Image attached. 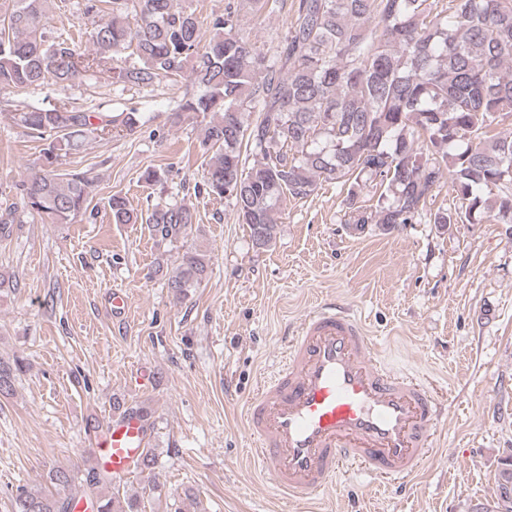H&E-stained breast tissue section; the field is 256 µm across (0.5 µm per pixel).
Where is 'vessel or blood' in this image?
Segmentation results:
<instances>
[{
	"instance_id": "1",
	"label": "vessel or blood",
	"mask_w": 512,
	"mask_h": 512,
	"mask_svg": "<svg viewBox=\"0 0 512 512\" xmlns=\"http://www.w3.org/2000/svg\"><path fill=\"white\" fill-rule=\"evenodd\" d=\"M445 413L427 384L381 362L352 307L325 303L289 336L280 364L247 401L243 425L254 464L293 501L334 485L347 464L374 481L416 475ZM149 436L138 410L113 417L98 442L99 465L127 477Z\"/></svg>"
}]
</instances>
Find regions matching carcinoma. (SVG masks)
I'll use <instances>...</instances> for the list:
<instances>
[{"label":"carcinoma","instance_id":"obj_1","mask_svg":"<svg viewBox=\"0 0 512 512\" xmlns=\"http://www.w3.org/2000/svg\"><path fill=\"white\" fill-rule=\"evenodd\" d=\"M48 0H0V89L65 84L106 70L111 83L151 87L190 81L204 87L180 110L210 116L204 144L214 149L205 169L207 194L234 201L253 245L269 246L288 199H307L323 182L347 187L351 221L391 230L411 224L442 179L465 209L488 221L512 224V135L495 132L512 117V0H297L295 20L269 59L236 32L232 12L201 28L182 0H85L84 15L95 57L81 59L76 45L56 37ZM130 49L142 62L126 66ZM246 112L258 113L253 124ZM32 138L48 141L40 169L15 184L19 202L0 209L6 234L18 208L53 224H70L85 209L91 180L59 169L61 158L92 135L132 133L138 113L116 116L66 107L13 115ZM380 187L378 205L360 204ZM112 223L136 224L126 198L108 203ZM146 222L163 237L193 223L184 206H157ZM209 259L185 252L167 273V287L185 295L207 276ZM22 365L0 360V396L13 391ZM56 494L21 490L12 512H70L75 476L49 472ZM112 481L91 467L83 483L94 512H138L136 502L115 507L98 493ZM505 507L512 467L497 474Z\"/></svg>","mask_w":512,"mask_h":512}]
</instances>
